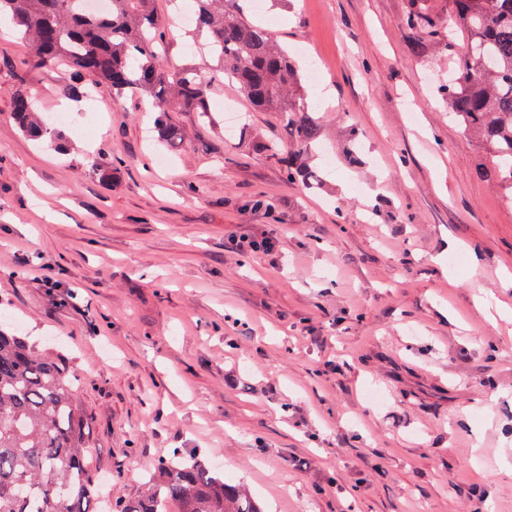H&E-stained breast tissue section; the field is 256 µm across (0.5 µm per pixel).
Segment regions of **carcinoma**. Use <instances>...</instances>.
I'll use <instances>...</instances> for the list:
<instances>
[{
	"label": "carcinoma",
	"instance_id": "carcinoma-1",
	"mask_svg": "<svg viewBox=\"0 0 512 512\" xmlns=\"http://www.w3.org/2000/svg\"><path fill=\"white\" fill-rule=\"evenodd\" d=\"M251 0H193L189 34L204 38L222 60L224 79L263 112H284L295 155L287 178L304 185L313 178L297 154L317 138L308 107L288 99L301 83L288 50L250 10ZM84 0H0V17L31 41V61L60 62L93 77L120 101L128 96L155 112L156 145L167 149L183 138L173 112L209 119L208 89L190 71L171 68L161 49L162 31L152 0H110L105 13ZM448 18L465 33L469 50L455 61L445 88L448 113L464 131L485 142L481 175L495 178L512 195V0H448ZM417 41L437 39L431 16L407 15ZM487 67L477 70V61ZM10 118L29 139L61 144L52 119L34 115L24 90L13 97ZM88 420L83 415L63 355L39 354L25 337L0 328V512H100L90 469ZM263 512L241 486L202 463L162 462L146 477L139 496L114 512Z\"/></svg>",
	"mask_w": 512,
	"mask_h": 512
}]
</instances>
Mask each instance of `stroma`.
<instances>
[{
	"label": "stroma",
	"mask_w": 512,
	"mask_h": 512,
	"mask_svg": "<svg viewBox=\"0 0 512 512\" xmlns=\"http://www.w3.org/2000/svg\"><path fill=\"white\" fill-rule=\"evenodd\" d=\"M414 4L437 42L414 46ZM154 8L214 116L176 113L163 167L138 100L74 101L64 64L0 35V325L64 354L104 502L139 494L132 460L179 453L265 512H472L476 493L512 512V322L474 299L479 282L512 305V199L438 92L467 51L448 0L266 7L321 76L300 91L319 117L312 189L265 148L288 146L284 113L215 81L173 0ZM19 86L38 113H71L62 148L15 126ZM229 106L245 116L230 131ZM272 229L277 251L238 252Z\"/></svg>",
	"instance_id": "35a3bbf8"
}]
</instances>
